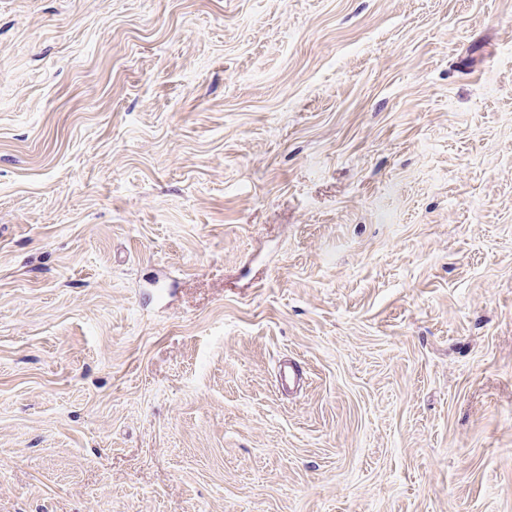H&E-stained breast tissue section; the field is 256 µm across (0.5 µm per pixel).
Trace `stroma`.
<instances>
[{
  "mask_svg": "<svg viewBox=\"0 0 512 512\" xmlns=\"http://www.w3.org/2000/svg\"><path fill=\"white\" fill-rule=\"evenodd\" d=\"M0 512H512V0H0Z\"/></svg>",
  "mask_w": 512,
  "mask_h": 512,
  "instance_id": "35a3bbf8",
  "label": "stroma"
}]
</instances>
